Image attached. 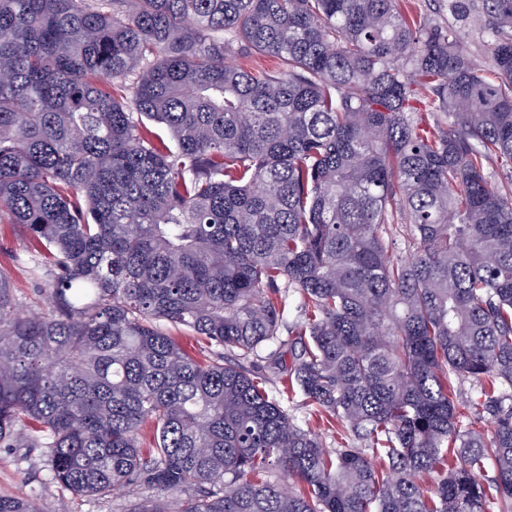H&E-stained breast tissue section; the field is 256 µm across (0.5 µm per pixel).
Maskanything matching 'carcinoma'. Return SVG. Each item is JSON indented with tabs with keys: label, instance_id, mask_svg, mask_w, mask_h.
Wrapping results in <instances>:
<instances>
[{
	"label": "carcinoma",
	"instance_id": "1",
	"mask_svg": "<svg viewBox=\"0 0 512 512\" xmlns=\"http://www.w3.org/2000/svg\"><path fill=\"white\" fill-rule=\"evenodd\" d=\"M448 12L491 72L403 0H0V223L52 264L36 314L0 273V444L127 512H512V0ZM460 34L462 35L463 40L471 48L473 53L478 57V59H480L484 69H489L491 62L488 50L484 46L485 41L487 40L486 35L473 27H466L461 29ZM281 404L288 410V414L291 415L298 423L304 425V420H307L309 417V408L306 407L305 401L300 394L294 395L293 398L291 396L289 398L281 397ZM307 422L309 423V427L318 435L320 441L322 442L324 448H338L341 442H346L350 440L352 442L353 437L346 434V436L338 435L336 432L328 431L327 426L322 425V423H318L315 419L310 418ZM345 438V440H341V438Z\"/></svg>",
	"mask_w": 512,
	"mask_h": 512
}]
</instances>
